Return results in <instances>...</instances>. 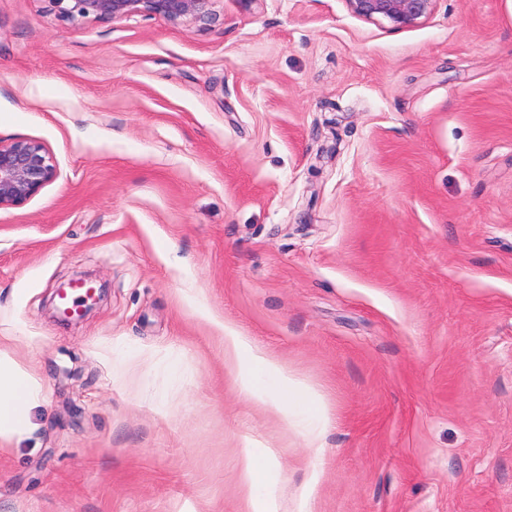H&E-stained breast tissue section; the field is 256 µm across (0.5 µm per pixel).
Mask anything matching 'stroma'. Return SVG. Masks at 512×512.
I'll return each mask as SVG.
<instances>
[{"mask_svg":"<svg viewBox=\"0 0 512 512\" xmlns=\"http://www.w3.org/2000/svg\"><path fill=\"white\" fill-rule=\"evenodd\" d=\"M209 22L0 0V139L58 178L0 210V346L39 381L0 512H239L244 440L280 512H512V0L418 25L345 0ZM89 271L108 296L52 318ZM319 392L257 406L217 324Z\"/></svg>","mask_w":512,"mask_h":512,"instance_id":"1","label":"stroma"}]
</instances>
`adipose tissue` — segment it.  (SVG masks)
Wrapping results in <instances>:
<instances>
[{
	"label": "adipose tissue",
	"instance_id": "obj_1",
	"mask_svg": "<svg viewBox=\"0 0 512 512\" xmlns=\"http://www.w3.org/2000/svg\"><path fill=\"white\" fill-rule=\"evenodd\" d=\"M224 366L229 371H243L244 387L258 395L259 406L279 414L285 401L296 404L297 411L308 421L312 440L322 434V400L310 387L289 375L273 356L252 346L245 336L225 327ZM40 394L33 375L11 354L0 349V440L26 435L31 429L29 410ZM266 463L253 451H245L239 461L238 485L241 512H279L274 498L265 495Z\"/></svg>",
	"mask_w": 512,
	"mask_h": 512
}]
</instances>
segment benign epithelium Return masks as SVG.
I'll return each mask as SVG.
<instances>
[{"mask_svg": "<svg viewBox=\"0 0 512 512\" xmlns=\"http://www.w3.org/2000/svg\"><path fill=\"white\" fill-rule=\"evenodd\" d=\"M59 20L111 23L133 16L159 17L171 24L208 17L212 0H46ZM351 12L368 21L385 20L398 30L413 27L433 10L436 0H346ZM57 165L42 143L0 140V209L18 207L57 178Z\"/></svg>", "mask_w": 512, "mask_h": 512, "instance_id": "benign-epithelium-1", "label": "benign epithelium"}]
</instances>
